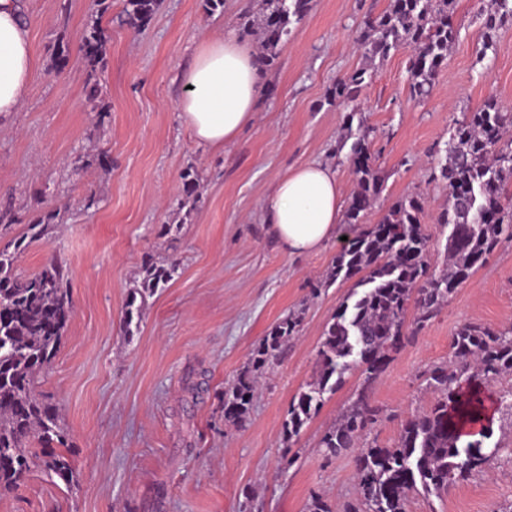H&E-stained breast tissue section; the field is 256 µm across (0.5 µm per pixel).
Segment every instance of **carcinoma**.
Segmentation results:
<instances>
[{
    "label": "carcinoma",
    "mask_w": 512,
    "mask_h": 512,
    "mask_svg": "<svg viewBox=\"0 0 512 512\" xmlns=\"http://www.w3.org/2000/svg\"><path fill=\"white\" fill-rule=\"evenodd\" d=\"M265 2L261 47L272 54L288 40L292 18L305 12L310 0ZM494 2L495 9L484 14L482 22L486 46L499 29L512 25V0ZM156 6L157 0H125V13L142 25ZM451 11L453 0H392L388 11L367 24L358 48L380 58L401 47L409 49L411 93L425 97L457 37ZM107 43L100 22L92 21L82 41L83 59L91 70L105 68ZM364 80L363 71L337 80L329 101H355ZM369 137L370 129L363 128L351 148L357 190L344 216L351 237L336 255L326 282H345L359 273L362 278L326 324L317 379L292 402L285 423L288 437L299 435L324 395L336 390L350 370V332L356 330L366 352L361 361L365 369L353 398L321 438L320 447L331 457L355 447L377 423L380 409L373 401L374 384L391 354L428 325L502 235L512 236V113L502 111L494 99L469 113L446 144L441 177L451 195L438 223L451 231L448 263L437 274L428 272L430 239L420 220L421 196L398 200L377 223L363 225L384 185L372 164ZM21 247L19 241L12 251L0 250V492L23 482L38 462L48 475L67 485L74 482L70 459L61 451L68 446V432L56 406L39 391L41 373L72 318L68 278L54 259L31 275L14 273ZM177 271L174 262L145 267L141 287L134 289L127 304L123 335H134L137 299L168 283ZM300 321V316L290 314L275 326L253 352L251 367L259 370L279 360ZM511 375L512 327L494 329L471 322L460 326L448 364L426 372L427 387L438 397L428 409L405 420L394 446H369L360 452L357 496L343 512H406L410 492H446L472 473L484 471L498 448L483 451V440L491 437L488 428L482 429L479 440H462L459 424L477 417L465 392L472 384ZM255 386L246 370L224 392L225 420L245 418ZM34 441L39 447H31Z\"/></svg>",
    "instance_id": "1"
}]
</instances>
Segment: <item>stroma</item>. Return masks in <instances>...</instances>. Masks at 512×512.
Returning <instances> with one entry per match:
<instances>
[{"mask_svg":"<svg viewBox=\"0 0 512 512\" xmlns=\"http://www.w3.org/2000/svg\"><path fill=\"white\" fill-rule=\"evenodd\" d=\"M390 0H311L273 62L255 118L221 150L202 148L179 116V76L201 39L234 33L260 0H158L152 18L131 27L124 0H25L39 59L19 111L0 120V248L27 234L47 211L48 235L28 242L17 271L28 275L58 259L68 272L74 315L45 369L40 390L69 434L75 483L33 468L0 495V512H307L315 496L337 507L356 496V449L325 455L323 433L353 396L361 368L293 439L283 422L295 396L317 373L322 331L350 292L321 281L341 239L309 255L280 250L262 224L274 179L314 162L336 166L352 197L350 130L369 126L384 190L366 217L377 223L395 201L424 194L421 218L430 263L442 269L449 228L437 218L448 202L431 174L446 162L455 126L488 97L512 113V26L484 46L480 10L488 0H456L457 40L432 91L410 92L408 50L365 55L357 38ZM109 35L107 64L89 77L80 47L92 16ZM365 71L355 106L329 102L337 79ZM98 80L107 108L87 98ZM194 171L192 193L183 175ZM178 272L148 297L133 337L120 332L130 291L151 261ZM302 320L285 356L259 374L243 422L224 419V392L254 348L288 314ZM477 322L512 326V237H503L440 312L387 363L374 386L381 417L362 446H387L434 395L424 374L447 361L456 330ZM203 391L191 397L189 382ZM485 472L439 496L414 494L407 512H512L511 380L491 383ZM294 456L284 466V455Z\"/></svg>","mask_w":512,"mask_h":512,"instance_id":"1","label":"stroma"}]
</instances>
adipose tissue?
Listing matches in <instances>:
<instances>
[{"label": "adipose tissue", "instance_id": "adipose-tissue-1", "mask_svg": "<svg viewBox=\"0 0 512 512\" xmlns=\"http://www.w3.org/2000/svg\"><path fill=\"white\" fill-rule=\"evenodd\" d=\"M39 66L22 0H0V118L19 111ZM253 49L236 35L206 38L182 74L180 117L195 141L221 149L251 123L261 88ZM343 191L335 167L311 163L278 176L262 205V221L291 255L318 251L335 239Z\"/></svg>", "mask_w": 512, "mask_h": 512}]
</instances>
